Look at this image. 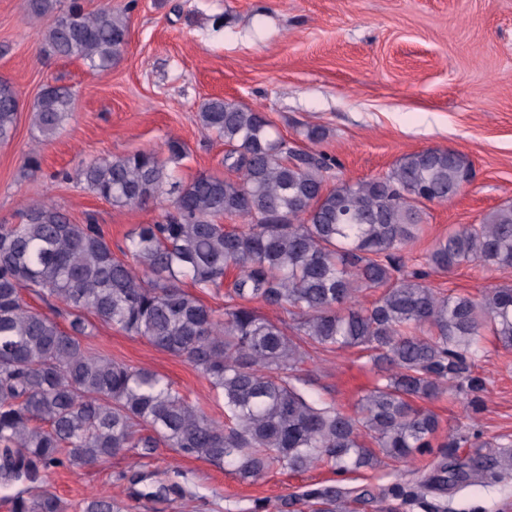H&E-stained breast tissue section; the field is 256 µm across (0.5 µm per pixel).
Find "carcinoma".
I'll return each mask as SVG.
<instances>
[{"label": "carcinoma", "mask_w": 512, "mask_h": 512, "mask_svg": "<svg viewBox=\"0 0 512 512\" xmlns=\"http://www.w3.org/2000/svg\"><path fill=\"white\" fill-rule=\"evenodd\" d=\"M29 0L32 17L52 15L45 48L112 69L128 45L126 12H84L78 0ZM74 94L49 85L34 103L42 139L72 113ZM15 90L0 81V142L16 128ZM198 119L224 140L225 166L237 179L201 173L176 178L153 152L99 157L77 177L114 207L139 209L173 195L175 213L140 224L120 253L105 231L73 223L50 200L26 205L0 225V485L43 481L58 466L89 467L126 448L150 454L163 445L257 479L274 467L304 472L327 463L338 472L400 461L432 448L436 414L415 406L450 394L468 418L484 406L485 380L474 372L484 332L512 348V286L476 299L440 292L428 272L408 271L402 252L423 228L428 203L456 196L472 168L454 151L403 156L386 173L329 188L333 160L272 132L263 112L206 100ZM242 219L230 227L220 219ZM469 262L512 268V204L477 224L448 232L429 253L434 271ZM236 270L224 312L186 291L220 288ZM381 290L368 307L364 290ZM69 308L68 325L32 311L24 293ZM286 312L274 322L249 306ZM184 358L224 399L225 424L210 418L163 376L90 351L85 313ZM328 351L359 347L378 369L377 385L355 415L320 404L299 387L303 344ZM484 455L439 463L406 495L512 478V452L485 442ZM336 485L286 495L278 512H351L359 499ZM81 512H125L92 495ZM10 512H64L42 487L10 500Z\"/></svg>", "instance_id": "cac0c4a2"}]
</instances>
